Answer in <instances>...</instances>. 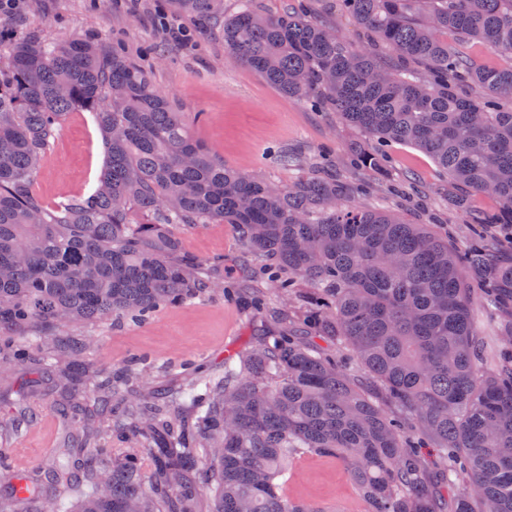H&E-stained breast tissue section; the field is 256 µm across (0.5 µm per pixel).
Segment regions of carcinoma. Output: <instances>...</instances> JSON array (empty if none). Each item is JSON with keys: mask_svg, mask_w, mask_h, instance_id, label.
<instances>
[{"mask_svg": "<svg viewBox=\"0 0 512 512\" xmlns=\"http://www.w3.org/2000/svg\"><path fill=\"white\" fill-rule=\"evenodd\" d=\"M204 34L290 98L328 110L364 140L351 175L321 161L291 183L224 167L188 132L152 72L87 39H23L0 70V371L73 324L139 322L226 294L220 268L189 254L180 231L230 224L259 269L244 297L356 357L360 374L294 333L270 336L224 372L155 396L144 363L91 365L61 377L69 400L90 390L98 435L64 412L67 447L51 464L58 491L25 512H326L280 492L294 456L339 457L369 512H512V63L487 64L476 41L512 60V0H326L361 43L306 5L268 15L240 0H175ZM452 32L454 44L440 38ZM93 113L105 166L88 194L47 204L35 174L65 118ZM408 144L445 175L469 225L459 247L359 200L385 179L388 148ZM490 197L495 208L477 205ZM497 324L491 345L479 330ZM98 342L54 347L50 365ZM117 435L125 448H111Z\"/></svg>", "mask_w": 512, "mask_h": 512, "instance_id": "1", "label": "carcinoma"}]
</instances>
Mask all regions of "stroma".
I'll return each instance as SVG.
<instances>
[{
  "label": "stroma",
  "mask_w": 512,
  "mask_h": 512,
  "mask_svg": "<svg viewBox=\"0 0 512 512\" xmlns=\"http://www.w3.org/2000/svg\"><path fill=\"white\" fill-rule=\"evenodd\" d=\"M168 0H19L15 13L0 18V43L37 36L48 41L85 38L122 48L150 67L158 90L168 95L193 137L225 166L241 173L288 184L294 170L279 154L305 160L330 147L344 163L361 136L335 113L314 111L282 94L261 75L225 50L219 33L182 42L159 27L158 7ZM391 176H412L428 192V208L444 205L443 176L424 152L397 144L391 149ZM104 165L100 132L90 113L64 120L37 171V190L45 202L89 191ZM187 249L204 259L223 258L224 267L241 274L249 261L230 225L210 224L184 232ZM271 324L251 316L223 296L213 295L160 311L140 323L125 322L100 330V345L87 362L112 369L144 357L156 369L154 387L165 393L183 383L181 364L191 360L212 373L224 370L226 356L248 349ZM41 378L32 367L0 374V450L27 439L31 470L48 467L65 441L56 417L54 395L28 389ZM296 500L327 512H363L364 504L343 464L309 454L296 458L282 488Z\"/></svg>",
  "instance_id": "stroma-1"
}]
</instances>
